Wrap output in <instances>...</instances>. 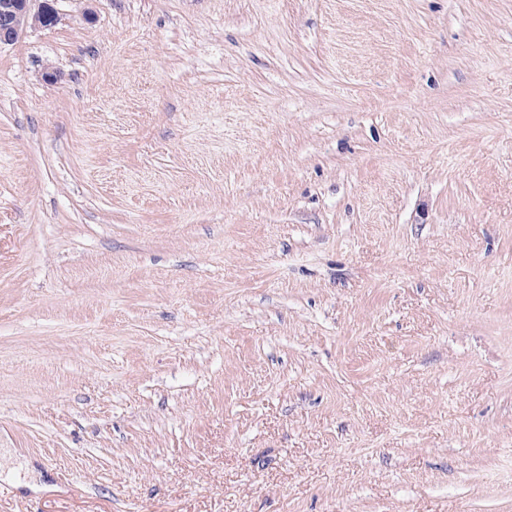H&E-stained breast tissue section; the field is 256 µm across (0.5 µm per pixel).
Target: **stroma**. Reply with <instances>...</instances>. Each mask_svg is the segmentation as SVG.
I'll return each mask as SVG.
<instances>
[{
  "label": "stroma",
  "instance_id": "obj_1",
  "mask_svg": "<svg viewBox=\"0 0 512 512\" xmlns=\"http://www.w3.org/2000/svg\"><path fill=\"white\" fill-rule=\"evenodd\" d=\"M31 7L0 512H512V0Z\"/></svg>",
  "mask_w": 512,
  "mask_h": 512
}]
</instances>
